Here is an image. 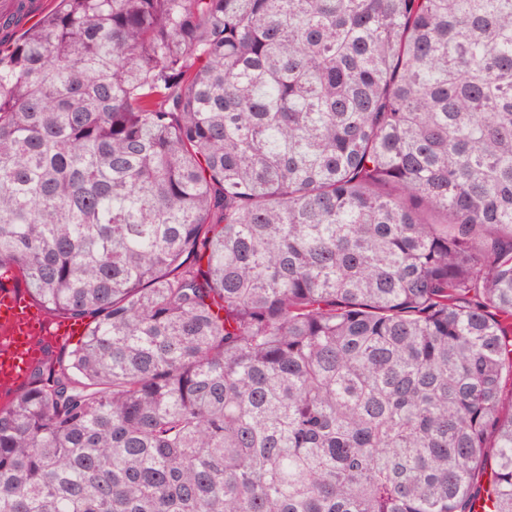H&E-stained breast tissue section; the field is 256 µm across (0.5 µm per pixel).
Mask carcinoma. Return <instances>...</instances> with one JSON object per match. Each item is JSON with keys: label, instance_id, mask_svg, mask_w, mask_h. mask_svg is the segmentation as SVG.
<instances>
[{"label": "carcinoma", "instance_id": "carcinoma-1", "mask_svg": "<svg viewBox=\"0 0 512 512\" xmlns=\"http://www.w3.org/2000/svg\"><path fill=\"white\" fill-rule=\"evenodd\" d=\"M6 266L0 512H512V0H57ZM4 280V279H2ZM13 286L0 287V391L14 393L22 390L28 379V372L44 358L48 346L53 348L49 355L53 357L67 354L78 344L60 346L65 336L71 333V324L67 319L49 318L40 304L35 302L24 290L14 288V280L2 281ZM66 328H68L66 330ZM33 336H15L16 334Z\"/></svg>", "mask_w": 512, "mask_h": 512}]
</instances>
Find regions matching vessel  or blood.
<instances>
[{
    "label": "vessel or blood",
    "mask_w": 512,
    "mask_h": 512,
    "mask_svg": "<svg viewBox=\"0 0 512 512\" xmlns=\"http://www.w3.org/2000/svg\"><path fill=\"white\" fill-rule=\"evenodd\" d=\"M70 326L49 318L25 291L0 287V391L22 390L28 372L44 357L47 347L61 345Z\"/></svg>",
    "instance_id": "obj_1"
}]
</instances>
